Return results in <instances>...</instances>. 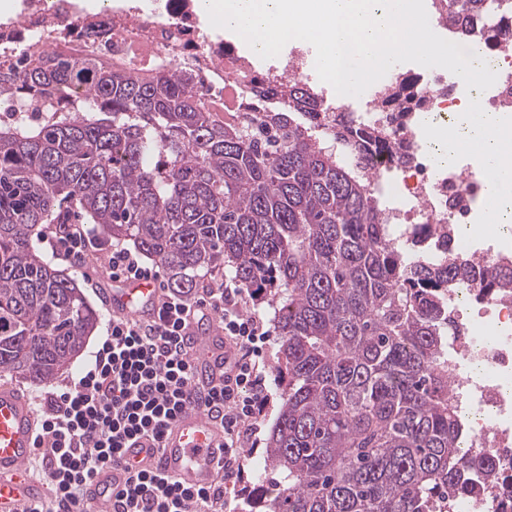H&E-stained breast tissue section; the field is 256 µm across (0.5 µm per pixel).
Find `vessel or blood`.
Returning a JSON list of instances; mask_svg holds the SVG:
<instances>
[{
	"mask_svg": "<svg viewBox=\"0 0 512 512\" xmlns=\"http://www.w3.org/2000/svg\"><path fill=\"white\" fill-rule=\"evenodd\" d=\"M154 284L129 282L105 297L112 313L148 317L157 301ZM38 419L27 393L0 384V512H19L22 503L41 499V487L29 477L26 464L34 454ZM224 432L212 419L195 409L180 413L166 428L162 448L135 438L123 450L122 465L100 470L77 512H110L113 491L121 489L131 469L160 471L181 485H209L214 469L224 457Z\"/></svg>",
	"mask_w": 512,
	"mask_h": 512,
	"instance_id": "1",
	"label": "vessel or blood"
}]
</instances>
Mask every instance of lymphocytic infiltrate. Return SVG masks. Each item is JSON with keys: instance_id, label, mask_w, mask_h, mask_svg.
Masks as SVG:
<instances>
[{"instance_id": "1", "label": "lymphocytic infiltrate", "mask_w": 512, "mask_h": 512, "mask_svg": "<svg viewBox=\"0 0 512 512\" xmlns=\"http://www.w3.org/2000/svg\"><path fill=\"white\" fill-rule=\"evenodd\" d=\"M47 241L55 259L85 264L93 242L84 224H62ZM113 279L160 280L159 268L116 244L107 251ZM251 293L232 277L199 294L162 288L152 317L115 316L81 373L60 392L35 395L40 419L38 459L49 497L22 512H72L85 485L107 463L120 462L129 438L161 441L165 427L195 406L224 426V464L212 482L192 489L146 471L133 472L118 492L113 512H222L227 489L244 473L243 449L257 445L260 423L274 389L267 353L272 333ZM216 320L224 337L219 379L198 387L193 378L197 340L190 324Z\"/></svg>"}]
</instances>
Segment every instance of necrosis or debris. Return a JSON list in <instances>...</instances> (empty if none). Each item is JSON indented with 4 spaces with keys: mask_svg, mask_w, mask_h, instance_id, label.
I'll list each match as a JSON object with an SVG mask.
<instances>
[{
    "mask_svg": "<svg viewBox=\"0 0 512 512\" xmlns=\"http://www.w3.org/2000/svg\"><path fill=\"white\" fill-rule=\"evenodd\" d=\"M34 50L135 72L178 63L192 70L195 88L213 112L262 114L274 105L271 88L290 81L322 96L328 90L304 43L294 44L272 70L259 71L214 27L201 23L199 0H125L97 11L80 0H17L15 11L0 17V56ZM487 62L495 83L484 91L470 89L469 97L480 111L502 112L512 106V44L491 48ZM460 102L458 83L447 81L439 68H397L372 84L351 115L357 126L386 128L393 137L370 156L371 185L392 242L423 238L426 255L438 259L442 242L428 229L448 223L453 245L474 266H512V230L499 225L484 231L470 221L484 176L441 159L433 142L420 136L422 126L446 123ZM448 307L466 328L448 343L451 394L470 444L485 449L492 464L489 479L458 496L451 512H512V294L453 288Z\"/></svg>",
    "mask_w": 512,
    "mask_h": 512,
    "instance_id": "necrosis-or-debris-1",
    "label": "necrosis or debris"
}]
</instances>
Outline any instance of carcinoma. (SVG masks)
<instances>
[{
	"instance_id": "obj_1",
	"label": "carcinoma",
	"mask_w": 512,
	"mask_h": 512,
	"mask_svg": "<svg viewBox=\"0 0 512 512\" xmlns=\"http://www.w3.org/2000/svg\"><path fill=\"white\" fill-rule=\"evenodd\" d=\"M473 51L512 38L475 30L512 0H441ZM193 74L143 75L99 61L0 59V100L26 98L38 122L0 123V373L44 382L69 368L101 320L77 278L41 251L38 227L75 206L104 242H130L193 293L205 274L273 290L281 408L257 481L277 476L264 512H449L482 484L480 457L448 385V289L509 288L446 247L436 262L383 237L376 195L330 149L364 167L376 137L334 117L319 137L291 122L321 112L293 82L257 129L210 111ZM82 85L90 97L66 93Z\"/></svg>"
}]
</instances>
